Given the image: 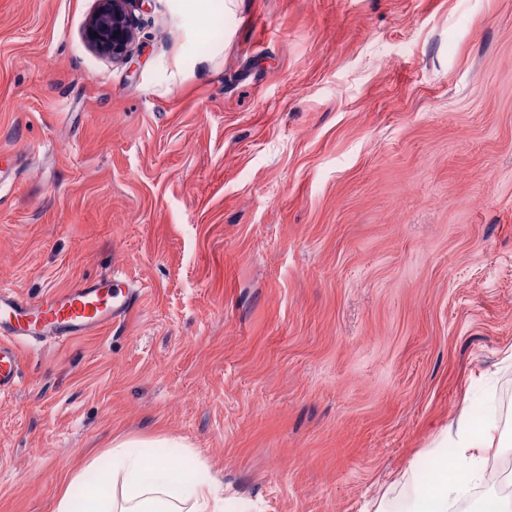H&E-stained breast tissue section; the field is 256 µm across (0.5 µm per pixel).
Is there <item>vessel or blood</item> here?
Listing matches in <instances>:
<instances>
[{
	"label": "vessel or blood",
	"instance_id": "b4317fda",
	"mask_svg": "<svg viewBox=\"0 0 512 512\" xmlns=\"http://www.w3.org/2000/svg\"><path fill=\"white\" fill-rule=\"evenodd\" d=\"M139 293L130 279L117 275L86 280L37 301L1 286L0 392L13 389L19 382V344H62L75 336L93 334L126 319Z\"/></svg>",
	"mask_w": 512,
	"mask_h": 512
}]
</instances>
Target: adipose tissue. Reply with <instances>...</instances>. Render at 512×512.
I'll return each instance as SVG.
<instances>
[{
	"label": "adipose tissue",
	"mask_w": 512,
	"mask_h": 512,
	"mask_svg": "<svg viewBox=\"0 0 512 512\" xmlns=\"http://www.w3.org/2000/svg\"><path fill=\"white\" fill-rule=\"evenodd\" d=\"M497 423L475 424L461 413L451 445L456 453L442 463L431 479L414 478L410 495L402 500L381 498L376 512H448L467 500L472 489L483 484L490 457L512 453V443L495 438ZM181 443L168 435L116 436L111 449L96 454L69 473L58 490L57 512L72 509L71 490L83 487L82 508L77 512H224L205 468L185 481L172 460ZM98 471L99 483L87 485L85 476Z\"/></svg>",
	"instance_id": "obj_1"
}]
</instances>
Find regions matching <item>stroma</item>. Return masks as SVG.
<instances>
[{"mask_svg":"<svg viewBox=\"0 0 512 512\" xmlns=\"http://www.w3.org/2000/svg\"><path fill=\"white\" fill-rule=\"evenodd\" d=\"M0 0V284L123 271L130 316L21 351L0 512L117 434L249 512H374L461 413L512 420V0ZM151 0H96L84 38L89 49L113 60L126 56L135 39V11ZM97 32L98 37L92 36Z\"/></svg>","mask_w":512,"mask_h":512,"instance_id":"obj_1","label":"stroma"}]
</instances>
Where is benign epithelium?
Wrapping results in <instances>:
<instances>
[{
    "label": "benign epithelium",
    "instance_id": "1",
    "mask_svg": "<svg viewBox=\"0 0 512 512\" xmlns=\"http://www.w3.org/2000/svg\"><path fill=\"white\" fill-rule=\"evenodd\" d=\"M148 0H96L84 38L95 54L112 59L126 56L135 39V11Z\"/></svg>",
    "mask_w": 512,
    "mask_h": 512
}]
</instances>
